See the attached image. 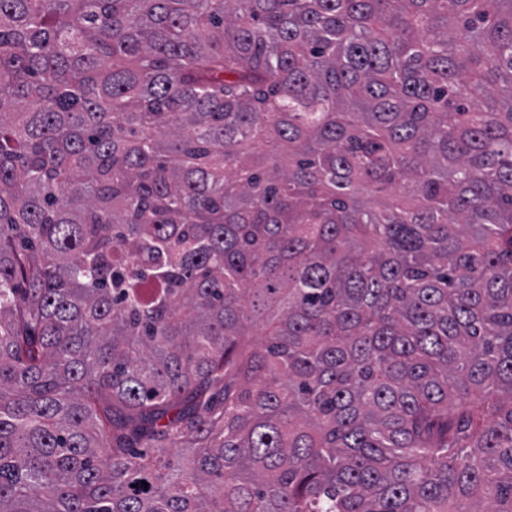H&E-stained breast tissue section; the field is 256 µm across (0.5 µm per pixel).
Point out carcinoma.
Segmentation results:
<instances>
[{
	"label": "carcinoma",
	"instance_id": "carcinoma-1",
	"mask_svg": "<svg viewBox=\"0 0 512 512\" xmlns=\"http://www.w3.org/2000/svg\"><path fill=\"white\" fill-rule=\"evenodd\" d=\"M0 512H512V0H0Z\"/></svg>",
	"mask_w": 512,
	"mask_h": 512
}]
</instances>
